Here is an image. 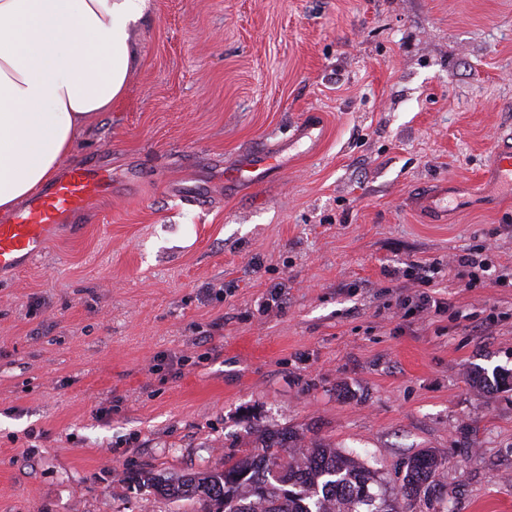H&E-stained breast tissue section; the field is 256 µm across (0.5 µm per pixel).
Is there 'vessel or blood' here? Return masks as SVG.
<instances>
[{"label":"vessel or blood","mask_w":512,"mask_h":512,"mask_svg":"<svg viewBox=\"0 0 512 512\" xmlns=\"http://www.w3.org/2000/svg\"><path fill=\"white\" fill-rule=\"evenodd\" d=\"M275 156L262 154L254 163L227 171L231 182L256 185L277 168ZM496 188L512 190V144L501 145L491 176ZM112 181L91 165H75L48 184L23 209L0 220V274L16 272L36 257L47 245L52 231L68 217L86 210L90 201L110 197ZM448 190L439 188L415 200L427 212L447 215Z\"/></svg>","instance_id":"1"}]
</instances>
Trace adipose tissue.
<instances>
[{
  "mask_svg": "<svg viewBox=\"0 0 512 512\" xmlns=\"http://www.w3.org/2000/svg\"><path fill=\"white\" fill-rule=\"evenodd\" d=\"M145 0H0V212L24 204L125 90Z\"/></svg>",
  "mask_w": 512,
  "mask_h": 512,
  "instance_id": "1",
  "label": "adipose tissue"
}]
</instances>
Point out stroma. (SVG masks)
<instances>
[{
	"label": "stroma",
	"mask_w": 512,
	"mask_h": 512,
	"mask_svg": "<svg viewBox=\"0 0 512 512\" xmlns=\"http://www.w3.org/2000/svg\"><path fill=\"white\" fill-rule=\"evenodd\" d=\"M129 43L124 97L61 161L111 197L0 275V512H191L135 475L223 468L256 423L390 492L433 452L413 512H512V389L470 381L512 372V197L409 206L512 134V0H146ZM270 151L262 184L225 182ZM416 263L443 309L415 312ZM493 380H491L488 374L482 369H476L471 375L473 384L482 390L486 391H497L501 388L512 387V374L511 372H504L495 370L492 373Z\"/></svg>",
	"instance_id": "35a3bbf8"
}]
</instances>
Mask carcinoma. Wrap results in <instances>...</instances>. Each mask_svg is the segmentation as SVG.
<instances>
[{
  "label": "carcinoma",
  "instance_id": "carcinoma-1",
  "mask_svg": "<svg viewBox=\"0 0 512 512\" xmlns=\"http://www.w3.org/2000/svg\"><path fill=\"white\" fill-rule=\"evenodd\" d=\"M482 390L512 387V374L471 375ZM261 452L224 461L222 470L179 477L146 473L137 482L169 500L193 501L197 512H412L439 466L430 452L410 458L401 493L375 494V470L322 442L304 448L292 429H257Z\"/></svg>",
  "mask_w": 512,
  "mask_h": 512
}]
</instances>
